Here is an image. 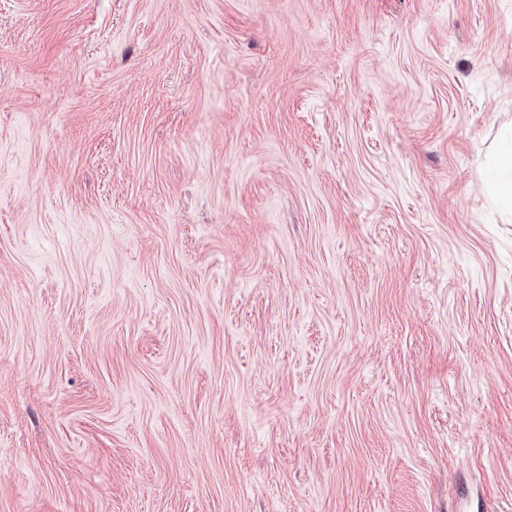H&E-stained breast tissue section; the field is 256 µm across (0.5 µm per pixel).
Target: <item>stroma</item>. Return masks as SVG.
I'll use <instances>...</instances> for the list:
<instances>
[{
    "instance_id": "35a3bbf8",
    "label": "stroma",
    "mask_w": 512,
    "mask_h": 512,
    "mask_svg": "<svg viewBox=\"0 0 512 512\" xmlns=\"http://www.w3.org/2000/svg\"><path fill=\"white\" fill-rule=\"evenodd\" d=\"M512 0H0V512H512Z\"/></svg>"
}]
</instances>
